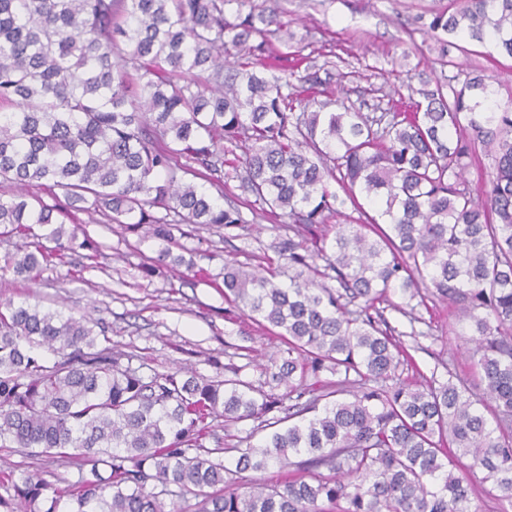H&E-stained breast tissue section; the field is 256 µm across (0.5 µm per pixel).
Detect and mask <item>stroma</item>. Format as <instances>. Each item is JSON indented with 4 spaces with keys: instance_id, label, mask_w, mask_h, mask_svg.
I'll return each instance as SVG.
<instances>
[{
    "instance_id": "stroma-1",
    "label": "stroma",
    "mask_w": 512,
    "mask_h": 512,
    "mask_svg": "<svg viewBox=\"0 0 512 512\" xmlns=\"http://www.w3.org/2000/svg\"><path fill=\"white\" fill-rule=\"evenodd\" d=\"M293 36V52L304 61L296 75L307 73V61L335 64L346 72L343 98L363 107L392 91L419 100L451 75L448 60L490 76L500 101L512 96V57L489 54L482 43L464 41L441 59L421 26L423 16L447 9L448 0H270ZM198 186L224 207L239 209L244 221L231 228L179 224L173 229L172 263L146 275L156 255L153 240L141 232L110 224L96 213L76 212L77 247L56 250L51 262L27 276L0 271V300L36 303L79 318L91 316L104 327L113 348L130 355L132 367L149 375L180 367L224 380L263 383L271 356L286 349L284 341L262 329L224 298V261L234 257L251 264L280 265L292 238L288 220L273 223L256 215L254 198L239 180L201 178ZM390 326L403 332L414 366L403 371L410 382L449 372L471 376L463 327L448 303L426 298L407 315L382 301L377 305ZM253 421L211 422L204 444L219 449V458L234 467L235 445L258 444ZM51 471V481L67 488L77 470L47 463L30 450L0 448V479H20Z\"/></svg>"
}]
</instances>
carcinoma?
Here are the masks:
<instances>
[{"instance_id": "cac0c4a2", "label": "carcinoma", "mask_w": 512, "mask_h": 512, "mask_svg": "<svg viewBox=\"0 0 512 512\" xmlns=\"http://www.w3.org/2000/svg\"><path fill=\"white\" fill-rule=\"evenodd\" d=\"M272 26L288 32L256 0H0V184L16 187L0 194L4 233L49 226L58 242L56 215L93 210L145 229L153 274L183 261L173 225L244 223L185 179L201 175L240 180L267 218L314 243L299 253L288 241L286 273L224 262V297L287 345L265 380L296 397L285 414L261 385L145 376L97 323L1 301L0 448H35L78 478L63 493L13 481L0 512H178L162 496L186 492L199 512H482L463 477L475 468L512 505V100L476 111L489 77L450 60L457 72L408 110L390 98L368 114L343 102L299 112L305 89L259 71ZM424 26L442 50L466 37L512 57V0H449ZM229 46L241 54L226 75ZM226 140L243 149L227 171ZM479 147L491 189L475 197L465 174ZM44 187L65 203H31ZM360 194L377 216L327 223ZM51 255L38 243L4 268L29 274ZM424 289L471 331L477 384L452 371L399 379L412 366L403 333L372 311L391 294L422 305ZM325 368L343 379L302 388ZM218 416L266 432L234 448L233 469L204 445ZM301 453L333 476L240 484Z\"/></svg>"}]
</instances>
